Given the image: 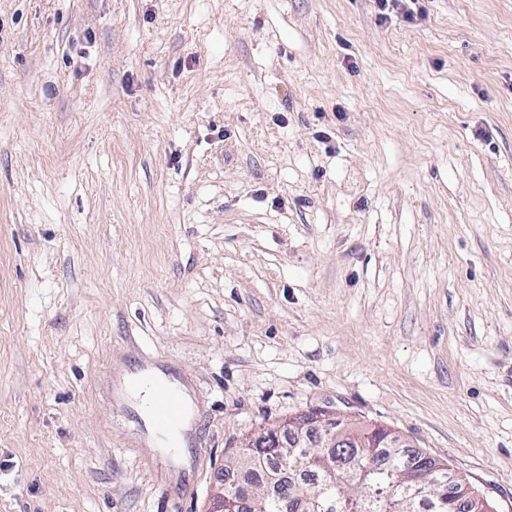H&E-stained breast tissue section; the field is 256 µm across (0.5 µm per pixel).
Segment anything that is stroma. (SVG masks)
Listing matches in <instances>:
<instances>
[{"mask_svg": "<svg viewBox=\"0 0 512 512\" xmlns=\"http://www.w3.org/2000/svg\"><path fill=\"white\" fill-rule=\"evenodd\" d=\"M313 407L512 512V0H0V512H206ZM141 375L150 376L154 380L151 384L153 398L150 403V409L155 428L160 432H168L178 428L176 431L170 433L167 438L170 442L178 444L177 450L173 453V455L181 460H185L184 446L187 442L186 435L190 431L191 414L186 416L182 423L185 414V405L180 394L170 385L158 381L168 382L175 387L177 386V388L179 387L180 393L183 395V398L190 406L189 397L185 388L176 380H173L171 377L158 369L143 370L135 374L124 375L122 377V385L125 389V392L130 397L136 399L139 402V407L142 413L148 419L149 417L146 413V410L149 413L148 406L152 395L151 389L147 385H142L137 390L131 389V391L134 393L133 394L129 392L127 387L128 382L132 378Z\"/></svg>", "mask_w": 512, "mask_h": 512, "instance_id": "35a3bbf8", "label": "stroma"}]
</instances>
